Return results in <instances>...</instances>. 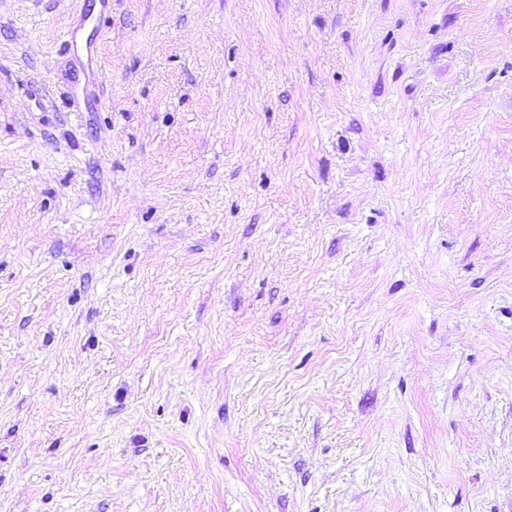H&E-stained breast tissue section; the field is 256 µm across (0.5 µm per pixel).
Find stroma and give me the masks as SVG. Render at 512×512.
I'll use <instances>...</instances> for the list:
<instances>
[{
    "label": "stroma",
    "instance_id": "obj_1",
    "mask_svg": "<svg viewBox=\"0 0 512 512\" xmlns=\"http://www.w3.org/2000/svg\"><path fill=\"white\" fill-rule=\"evenodd\" d=\"M98 3L0 0V512H512V0Z\"/></svg>",
    "mask_w": 512,
    "mask_h": 512
}]
</instances>
